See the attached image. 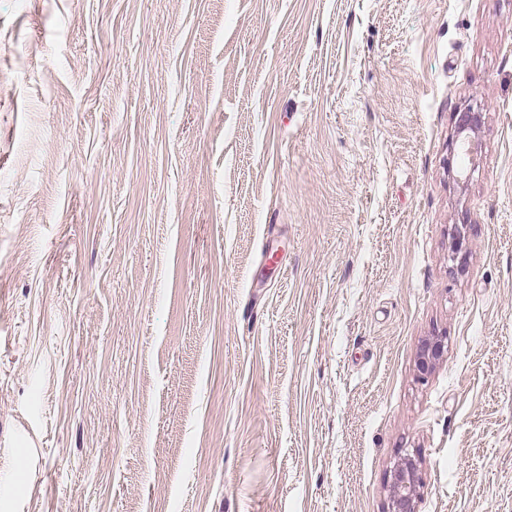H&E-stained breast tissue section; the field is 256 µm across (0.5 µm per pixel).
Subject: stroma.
<instances>
[{"mask_svg":"<svg viewBox=\"0 0 512 512\" xmlns=\"http://www.w3.org/2000/svg\"><path fill=\"white\" fill-rule=\"evenodd\" d=\"M404 453L512 512V0H0V512H386ZM482 112L474 108H468L456 113L455 137L474 145L475 136L479 133L482 125ZM448 347L446 334H432L421 342L418 352V368L421 375L432 372L437 363L443 359Z\"/></svg>","mask_w":512,"mask_h":512,"instance_id":"1","label":"stroma"}]
</instances>
